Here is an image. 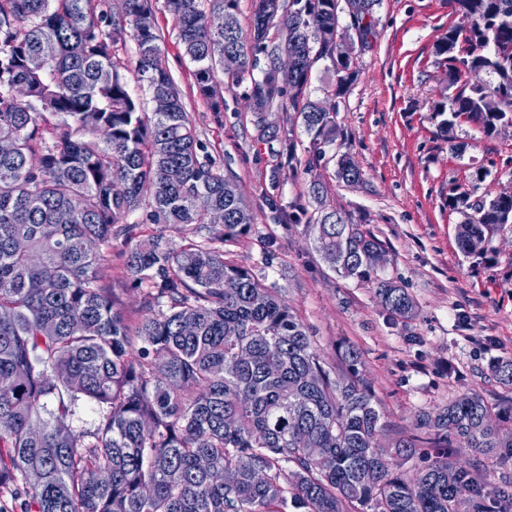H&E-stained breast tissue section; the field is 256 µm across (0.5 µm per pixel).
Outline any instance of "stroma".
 I'll return each mask as SVG.
<instances>
[{"instance_id":"35a3bbf8","label":"stroma","mask_w":512,"mask_h":512,"mask_svg":"<svg viewBox=\"0 0 512 512\" xmlns=\"http://www.w3.org/2000/svg\"><path fill=\"white\" fill-rule=\"evenodd\" d=\"M154 5L166 62L198 137L257 216L233 247L237 259L281 288L325 359L335 361L342 344L361 350L360 372L387 423L382 442L463 393L479 394L494 411L511 409L512 388L490 364L512 356V228L495 233L484 253H463L456 240L463 215L448 195L456 187L477 199L512 187V133L485 137L464 123L454 130L463 148L453 151L440 131L435 107L447 103L449 91L436 45L461 21L452 0H380L369 42L356 53L358 77L342 95L334 93L330 61L315 64L307 92L337 101L336 121L362 172L354 184L337 179L332 155L312 157L293 111L270 113L276 139L268 145L256 139L243 88L225 91L223 111H210L193 92V66L182 56L163 0ZM284 138L301 162L294 176L275 172ZM314 179L328 185V207L383 244L387 263L374 277L337 275L305 224L279 220V212L299 206L315 211L308 194ZM132 247L114 240L101 273L133 323L143 292L127 280ZM381 278L412 297V318L388 314L376 295Z\"/></svg>"}]
</instances>
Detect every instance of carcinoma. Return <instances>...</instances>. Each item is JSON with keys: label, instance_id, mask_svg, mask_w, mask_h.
<instances>
[{"label": "carcinoma", "instance_id": "carcinoma-1", "mask_svg": "<svg viewBox=\"0 0 512 512\" xmlns=\"http://www.w3.org/2000/svg\"><path fill=\"white\" fill-rule=\"evenodd\" d=\"M0 0V512H509L508 486L481 496L483 469L457 468L453 448L512 455V431L476 393L424 414L417 428L436 460L412 481L394 467L420 448L415 433L385 448L386 427L361 353L339 352L343 373L279 289L224 257L255 223L240 195L198 139L165 61L152 0ZM465 23L436 46L446 56L445 132L470 123L484 135L512 121V0H451ZM379 0H347L350 27L369 43ZM197 93L214 112L223 89L245 86L257 140L275 132L273 109L298 112L316 158L343 136L336 107L306 94L316 62L338 84L357 77L339 32L338 0H253L248 29L238 0H164ZM134 43L135 75L165 112L143 111L129 90L119 37ZM50 48L37 70L28 58ZM240 58L224 72V53ZM302 66L279 69L284 55ZM265 67H259L260 61ZM470 71L492 85L464 80ZM336 176L361 172L343 152ZM319 204L308 219L316 249L336 273L365 279L383 246L323 204L328 186L311 181ZM457 242L473 254L512 224V195L470 201ZM224 211V223L210 212ZM142 224L181 228V242L142 239L127 254L129 286L143 290L132 325L101 283L103 248L138 237ZM376 293L394 319L414 314L405 289L382 279ZM491 370L512 387V357ZM91 427L74 422L82 405ZM236 475L230 486L210 470ZM40 482L32 486L28 474Z\"/></svg>", "mask_w": 512, "mask_h": 512}]
</instances>
